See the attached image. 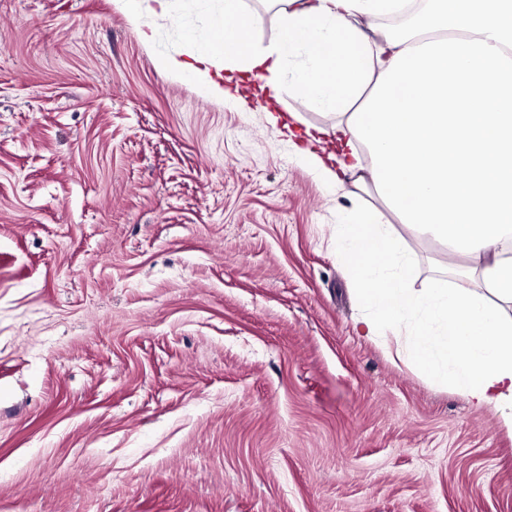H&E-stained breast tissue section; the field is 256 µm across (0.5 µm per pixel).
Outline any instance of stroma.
I'll list each match as a JSON object with an SVG mask.
<instances>
[{
  "label": "stroma",
  "mask_w": 512,
  "mask_h": 512,
  "mask_svg": "<svg viewBox=\"0 0 512 512\" xmlns=\"http://www.w3.org/2000/svg\"><path fill=\"white\" fill-rule=\"evenodd\" d=\"M168 5L0 0V512H512V423L356 330L376 199L266 120L332 115L161 69L222 2Z\"/></svg>",
  "instance_id": "35a3bbf8"
}]
</instances>
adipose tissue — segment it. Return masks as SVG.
Segmentation results:
<instances>
[{
	"label": "adipose tissue",
	"mask_w": 512,
	"mask_h": 512,
	"mask_svg": "<svg viewBox=\"0 0 512 512\" xmlns=\"http://www.w3.org/2000/svg\"><path fill=\"white\" fill-rule=\"evenodd\" d=\"M271 3L267 45L255 44L241 0H224L191 58L159 66L205 77L212 96L248 108L239 86L211 75L220 59L271 93L289 82L335 114L332 131L306 128L300 153L324 183L352 176L382 204L337 228L336 254L371 313L363 335L410 320L399 360L474 406L512 411V253L502 248L512 239V0ZM402 15L411 24L400 32L371 24ZM385 210L447 246L465 278L410 288L416 263Z\"/></svg>",
	"instance_id": "1"
}]
</instances>
